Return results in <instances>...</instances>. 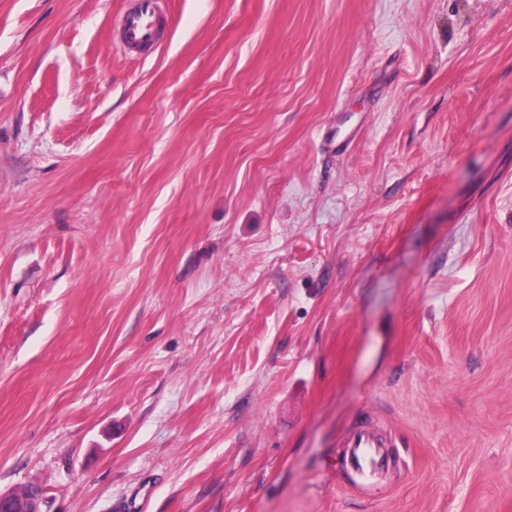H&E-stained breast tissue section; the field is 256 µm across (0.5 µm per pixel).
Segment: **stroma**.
<instances>
[{"label": "stroma", "mask_w": 512, "mask_h": 512, "mask_svg": "<svg viewBox=\"0 0 512 512\" xmlns=\"http://www.w3.org/2000/svg\"><path fill=\"white\" fill-rule=\"evenodd\" d=\"M132 5L0 0V491L512 512V0ZM155 0H140L138 9L126 20L125 38L131 45H148L155 39L153 25ZM348 448H354V454L360 466L362 477L370 479L386 464L384 444L372 433L357 432Z\"/></svg>", "instance_id": "stroma-1"}]
</instances>
